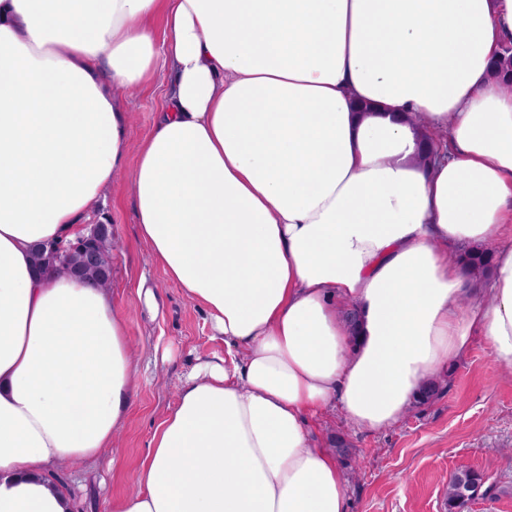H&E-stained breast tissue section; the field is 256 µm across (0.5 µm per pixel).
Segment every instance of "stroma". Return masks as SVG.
Segmentation results:
<instances>
[{"instance_id":"obj_1","label":"stroma","mask_w":512,"mask_h":512,"mask_svg":"<svg viewBox=\"0 0 512 512\" xmlns=\"http://www.w3.org/2000/svg\"><path fill=\"white\" fill-rule=\"evenodd\" d=\"M168 81L159 74L125 96L130 149L154 127L160 87ZM89 221L112 226L110 293L128 316L138 395L112 448L80 466L54 465L46 474L69 497L72 512H107L112 498L136 491L155 427L196 366L223 362L224 341L207 314L166 280L140 240L130 171L116 175ZM437 379L435 398L412 404L378 433L353 427L336 407L313 419L317 440L347 446L338 461L348 478L349 512H445L448 483L465 468L482 473L490 489L476 497L470 512H512V375L493 364L479 336L467 356L449 363Z\"/></svg>"}]
</instances>
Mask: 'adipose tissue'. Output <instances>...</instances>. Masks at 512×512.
Wrapping results in <instances>:
<instances>
[{
  "instance_id": "adipose-tissue-1",
  "label": "adipose tissue",
  "mask_w": 512,
  "mask_h": 512,
  "mask_svg": "<svg viewBox=\"0 0 512 512\" xmlns=\"http://www.w3.org/2000/svg\"><path fill=\"white\" fill-rule=\"evenodd\" d=\"M509 42L512 0H0V512H71L45 470L110 448L137 395L110 293L31 258L128 166L224 362L111 512H348L315 415L382 431L479 336L512 371ZM162 70L129 156L114 91ZM490 242L481 291L453 248Z\"/></svg>"
}]
</instances>
